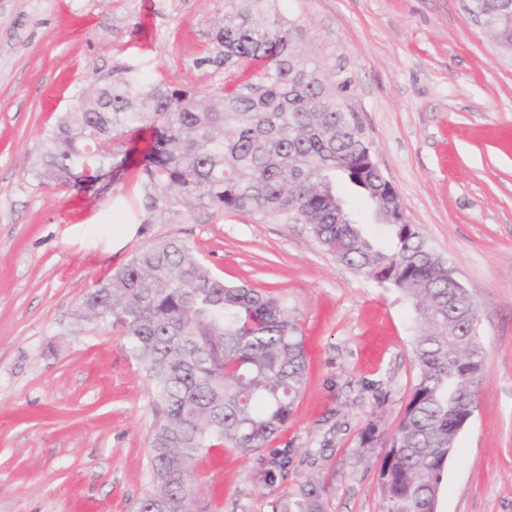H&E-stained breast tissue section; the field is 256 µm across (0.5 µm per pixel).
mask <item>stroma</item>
<instances>
[{"label":"stroma","mask_w":512,"mask_h":512,"mask_svg":"<svg viewBox=\"0 0 512 512\" xmlns=\"http://www.w3.org/2000/svg\"><path fill=\"white\" fill-rule=\"evenodd\" d=\"M299 47L358 112L407 219L474 302L485 352L476 408L438 512H512V46L473 0H274ZM224 0H0V512H134L152 486L163 414L118 329L75 326L85 292L178 238L229 284L280 298L305 338L306 384L283 431L248 453L196 459L192 512H272L291 475L324 476L325 512H383L368 425H398L418 370L411 298L357 273L308 225L214 209L151 213L134 173L101 194L44 181V134L81 90L133 68L202 92L239 68L197 70ZM365 235L386 225L345 180Z\"/></svg>","instance_id":"stroma-1"}]
</instances>
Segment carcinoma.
I'll use <instances>...</instances> for the list:
<instances>
[{"label":"carcinoma","mask_w":512,"mask_h":512,"mask_svg":"<svg viewBox=\"0 0 512 512\" xmlns=\"http://www.w3.org/2000/svg\"><path fill=\"white\" fill-rule=\"evenodd\" d=\"M269 0H224L217 52L196 66H253L200 97L194 90L125 75L97 85L63 113L41 142L43 175L78 193L116 185L133 170L150 212L212 208L293 218L343 264L406 291L419 334L418 377L396 429L369 426L360 447L382 449L384 512H435L448 447L475 407L484 377L477 312L448 281V265L420 232L390 224L384 249L346 223L329 189L336 177L372 199L385 176L356 112L300 56L299 28L264 24ZM121 329L151 382L163 421L151 440L152 489L135 512H191L190 462L226 441L256 452L288 423L307 377L303 337L288 307L266 293L229 285L186 242L138 251L82 301L75 325ZM267 477L288 479V459ZM326 483L309 477L273 512H324Z\"/></svg>","instance_id":"cac0c4a2"}]
</instances>
